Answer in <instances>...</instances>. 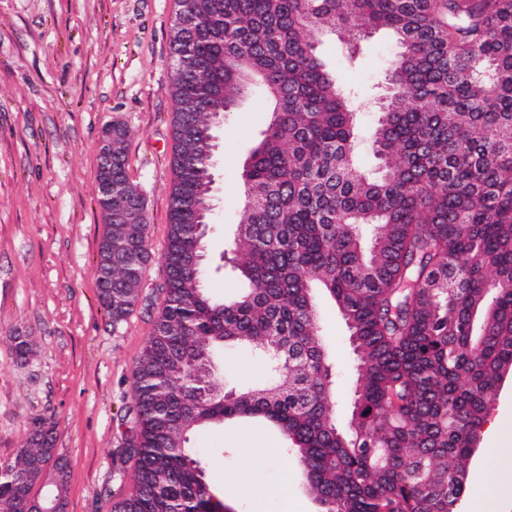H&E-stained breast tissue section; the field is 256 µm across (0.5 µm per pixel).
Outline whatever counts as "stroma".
<instances>
[{
	"mask_svg": "<svg viewBox=\"0 0 512 512\" xmlns=\"http://www.w3.org/2000/svg\"><path fill=\"white\" fill-rule=\"evenodd\" d=\"M174 0H0V464L14 460L35 419L53 428L55 456L33 492L65 468V512H110L133 489V464L116 478L113 459L128 427L134 368L162 305L161 258L169 224L173 152ZM397 48L383 31L356 64L337 39L319 52L343 85H375ZM268 102L244 97L219 132L217 201L206 237L208 288L228 297L240 281L223 261L243 205L241 165L265 129ZM127 131L128 176L144 199L148 245L140 299L121 325L97 298L104 230L97 205L99 141L108 122ZM320 329L338 364L347 404L354 362L334 304L320 299ZM32 341L18 360L16 334ZM278 434L256 426L202 429L190 438L207 481L237 512H317L292 452L273 454ZM482 433L459 512H512V499L475 501L477 485L512 491V472ZM287 485V497L274 487Z\"/></svg>",
	"mask_w": 512,
	"mask_h": 512,
	"instance_id": "35a3bbf8",
	"label": "stroma"
}]
</instances>
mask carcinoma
Listing matches in <instances>:
<instances>
[{
    "label": "carcinoma",
    "instance_id": "1",
    "mask_svg": "<svg viewBox=\"0 0 512 512\" xmlns=\"http://www.w3.org/2000/svg\"><path fill=\"white\" fill-rule=\"evenodd\" d=\"M171 38L172 85L204 98L174 112L164 301L135 369L118 461L135 493L111 512H235L206 481L190 436L258 419L291 445L317 512H457L473 442L512 369V0H190ZM388 32L399 51L370 100L371 173L356 163L359 93L318 53L347 60ZM190 63L182 65V58ZM272 101L242 163L243 218L224 261L242 288H207L205 235L215 113L253 88ZM126 137L112 182L126 185ZM141 196L112 198L98 244V300L126 319L151 254ZM335 302L356 378L337 416L336 356L315 290ZM278 346L261 385L218 382L227 348ZM47 423L0 464V512L32 498Z\"/></svg>",
    "mask_w": 512,
    "mask_h": 512
}]
</instances>
